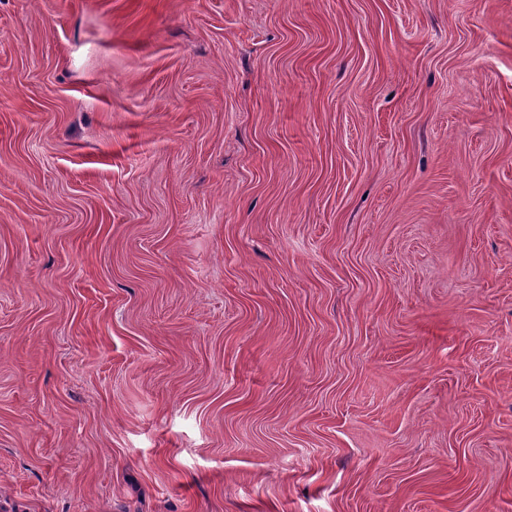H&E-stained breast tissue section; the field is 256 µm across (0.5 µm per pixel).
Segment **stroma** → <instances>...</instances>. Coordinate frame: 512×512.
<instances>
[{
	"mask_svg": "<svg viewBox=\"0 0 512 512\" xmlns=\"http://www.w3.org/2000/svg\"><path fill=\"white\" fill-rule=\"evenodd\" d=\"M0 512H512V0H0Z\"/></svg>",
	"mask_w": 512,
	"mask_h": 512,
	"instance_id": "obj_1",
	"label": "stroma"
}]
</instances>
